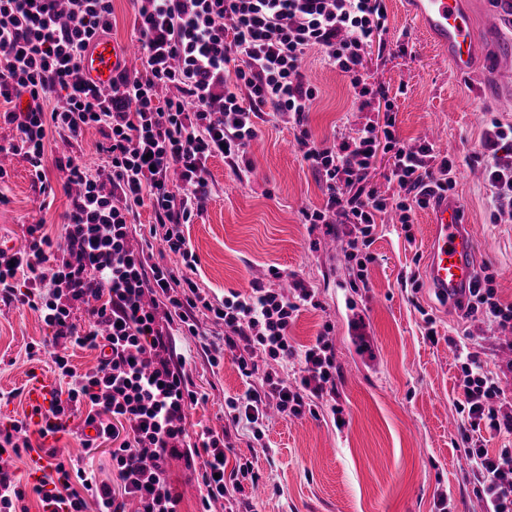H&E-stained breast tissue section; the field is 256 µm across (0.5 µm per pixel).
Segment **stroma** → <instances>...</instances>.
I'll return each instance as SVG.
<instances>
[{"mask_svg":"<svg viewBox=\"0 0 512 512\" xmlns=\"http://www.w3.org/2000/svg\"><path fill=\"white\" fill-rule=\"evenodd\" d=\"M405 0H384L387 29L371 47L365 67L373 84L387 89L396 109V133L409 144L447 145L457 171L453 194L463 201L465 218L477 236V261L493 278L501 302L512 303V206L494 209L485 180L483 137L487 122L512 123V87L498 85L499 59L492 46L512 37V25L497 24L485 0H466L481 47L474 75L459 76L447 57L404 11ZM306 78L317 91L305 125L318 141L354 134L366 122L382 124L376 107H361L348 80L324 59L308 53ZM258 136L243 164L216 156L207 162L208 195L183 231L198 263L188 273L211 299L247 292L252 281H269L271 269L315 289L318 307L301 308L290 326L296 349L314 343L324 324L336 353L337 424L325 404L316 414L288 418L270 412L263 441L246 428H230L227 398L260 389V377L243 380L232 354L212 365L197 338L176 336L175 353L185 362L206 401L188 413L189 430L229 429V463L252 460L258 490H244L253 512H435L447 496L448 512H487L477 492L470 461L462 449L456 410L461 363L449 340L474 336L480 360L501 371V385L512 390V348L480 315L466 313L441 298L425 281H414L424 258L428 212L416 210L413 224L378 225L369 248L373 256L365 278L348 257L345 225L310 227L301 211L321 207L326 185L295 148L293 115L259 114ZM104 140L88 129L69 148L53 141L46 169L54 190L44 197L29 176L27 163L12 157L0 183V245L21 248L24 227L41 224L61 240L71 198L62 189L60 170L68 157L100 161ZM435 319L438 343L425 338L424 313ZM49 330L38 311L20 302H0V423L27 417L24 389L32 375H53L48 354L28 356ZM78 424L52 439V447L92 467L111 481L108 447L93 454L80 449Z\"/></svg>","mask_w":512,"mask_h":512,"instance_id":"35a3bbf8","label":"stroma"}]
</instances>
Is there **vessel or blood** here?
I'll list each match as a JSON object with an SVG mask.
<instances>
[{
	"label": "vessel or blood",
	"instance_id": "b4317fda",
	"mask_svg": "<svg viewBox=\"0 0 512 512\" xmlns=\"http://www.w3.org/2000/svg\"><path fill=\"white\" fill-rule=\"evenodd\" d=\"M426 35L447 52L455 71L473 73L479 55L471 15L464 0H409ZM133 44H119L98 35L89 43L81 64L84 79L100 87L111 86L133 51ZM478 270L476 237L464 220L459 199L442 196L429 213V235L425 245L424 276L431 288L450 301L467 298ZM58 397L53 380L32 377L26 386L29 425L40 428L41 417Z\"/></svg>",
	"mask_w": 512,
	"mask_h": 512
}]
</instances>
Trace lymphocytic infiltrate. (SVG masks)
<instances>
[{"mask_svg": "<svg viewBox=\"0 0 512 512\" xmlns=\"http://www.w3.org/2000/svg\"><path fill=\"white\" fill-rule=\"evenodd\" d=\"M66 13H59V5ZM134 35L142 52L141 72L121 75L112 89L84 81L81 62L88 42L109 33L112 0H0V100L9 103L0 119L15 135L0 143V154L19 155L31 180L48 189L44 164L49 135L70 141L90 127L103 131L102 171L68 158L66 184L81 191L71 201L65 244L54 247L43 225L25 228L28 246L0 249V299L20 301L38 311L54 338L97 352V365L77 373L67 357L52 363L65 381V397L53 418L71 417L87 406L84 422L95 436L81 447L92 452L111 443L116 483L98 479L58 449H47L54 464L33 490L43 512L61 505L69 512H125L134 498L138 512H179L180 499L166 480L168 459L199 462L202 505L211 508L257 481L251 462L228 467L225 435L206 428L190 433L187 411L200 394L175 359L174 336L199 338L205 353H234L243 379L261 376L262 390L247 389L227 399L233 424H245L255 440L265 435L268 400L281 414L301 416L311 399L336 394L335 354L324 336L303 352L288 340L300 308L318 307L314 289L298 285L293 294L251 284L211 301L184 275L197 256L182 231L202 207L207 162L243 157L258 135L259 112L304 119L317 90L303 73L311 49L348 77L356 97L377 91L361 68L375 32L384 30L382 0H134ZM166 97H158V87ZM26 100L24 110L14 109ZM393 107H386L383 132L365 124L357 136L332 145L316 142L308 130L296 137L303 161L327 185L324 208L306 209L307 224L335 215L354 225L363 246L372 243L376 222L395 209L409 224L415 209L427 208L434 194L451 191L455 163L438 157L432 144L411 147L396 134ZM384 145H377V137ZM393 159L391 180L398 195L385 197L366 185L377 148ZM153 210L151 237L179 255L183 269L149 262L134 252L130 238L140 207ZM469 312L512 332V304L502 303L488 279L469 290ZM87 304L84 328L73 315ZM207 311L224 324V342L202 337L196 314ZM263 350L272 360L298 358L293 379L260 370L253 359ZM462 375L456 406L465 414V455L478 494L489 512H512V450L490 452L486 434L512 435V412L499 413L507 397L498 376L484 369L467 343L457 345Z\"/></svg>", "mask_w": 512, "mask_h": 512, "instance_id": "f902f5d3", "label": "lymphocytic infiltrate"}]
</instances>
